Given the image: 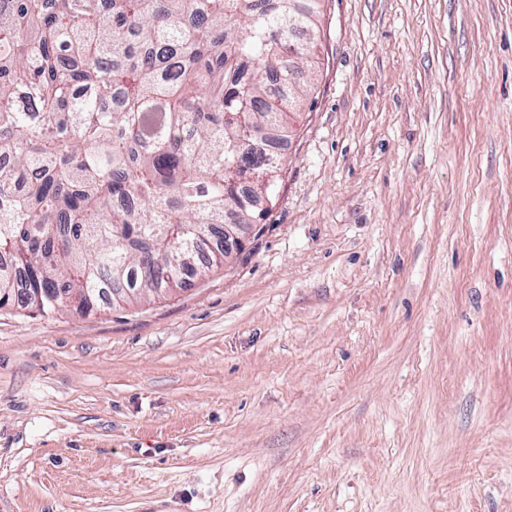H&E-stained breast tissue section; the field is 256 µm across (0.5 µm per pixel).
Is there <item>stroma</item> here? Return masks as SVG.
I'll use <instances>...</instances> for the list:
<instances>
[{"label": "stroma", "instance_id": "35a3bbf8", "mask_svg": "<svg viewBox=\"0 0 512 512\" xmlns=\"http://www.w3.org/2000/svg\"><path fill=\"white\" fill-rule=\"evenodd\" d=\"M231 264L0 312V512H512V0H323Z\"/></svg>", "mask_w": 512, "mask_h": 512}]
</instances>
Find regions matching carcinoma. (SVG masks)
<instances>
[{"instance_id": "1", "label": "carcinoma", "mask_w": 512, "mask_h": 512, "mask_svg": "<svg viewBox=\"0 0 512 512\" xmlns=\"http://www.w3.org/2000/svg\"><path fill=\"white\" fill-rule=\"evenodd\" d=\"M294 0H0V290L128 305L212 267L203 242L232 211L276 207L291 115L320 3ZM274 177L231 188L224 171Z\"/></svg>"}]
</instances>
